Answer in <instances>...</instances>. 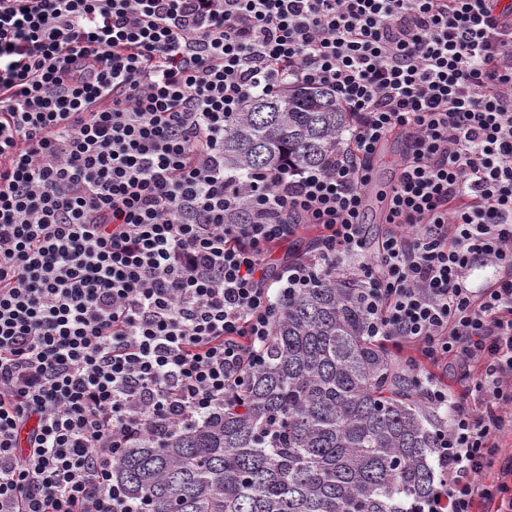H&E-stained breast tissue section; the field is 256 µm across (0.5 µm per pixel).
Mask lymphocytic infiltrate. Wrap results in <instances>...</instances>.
<instances>
[{"label":"lymphocytic infiltrate","mask_w":512,"mask_h":512,"mask_svg":"<svg viewBox=\"0 0 512 512\" xmlns=\"http://www.w3.org/2000/svg\"><path fill=\"white\" fill-rule=\"evenodd\" d=\"M293 86L335 95L345 140L240 180L225 117ZM396 132L369 328L419 377L478 367L482 412L426 390L453 409L442 512H512V460L487 477L512 431V0H0V512H142L116 461L242 404L281 293L364 251ZM407 141L401 134L389 137L383 145L377 161L374 163L372 180L366 189V223L368 240L373 242L382 233L384 226L380 215L383 207L382 196L388 192L394 179L395 163L405 154ZM300 239L298 241L290 242V244L286 243L278 248L274 249L271 253L269 259L273 264H279L288 251V247L290 248L291 254L300 253L302 254L308 247L309 242L314 237V232L307 227L301 229L299 233Z\"/></svg>","instance_id":"lymphocytic-infiltrate-1"}]
</instances>
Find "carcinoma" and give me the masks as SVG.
Returning <instances> with one entry per match:
<instances>
[{"mask_svg": "<svg viewBox=\"0 0 512 512\" xmlns=\"http://www.w3.org/2000/svg\"><path fill=\"white\" fill-rule=\"evenodd\" d=\"M350 126L324 90L252 95L224 123V167L323 169ZM367 327L359 290L331 273L284 296L242 408L140 439L114 466L127 495L146 512H432L444 418Z\"/></svg>", "mask_w": 512, "mask_h": 512, "instance_id": "cac0c4a2", "label": "carcinoma"}]
</instances>
